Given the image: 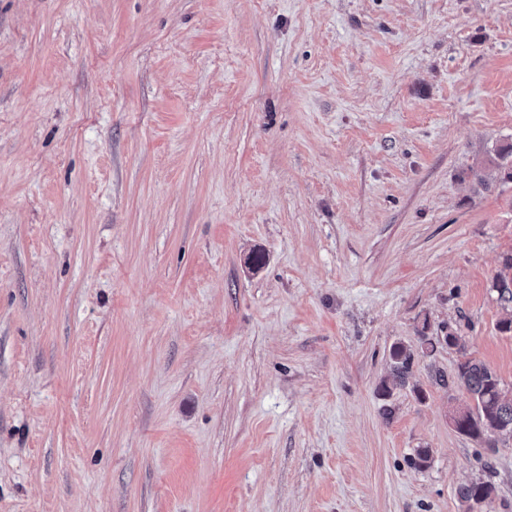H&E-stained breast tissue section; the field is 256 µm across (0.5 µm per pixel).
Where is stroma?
Instances as JSON below:
<instances>
[{"mask_svg":"<svg viewBox=\"0 0 512 512\" xmlns=\"http://www.w3.org/2000/svg\"><path fill=\"white\" fill-rule=\"evenodd\" d=\"M506 137L512 0H0V512H512ZM470 175L488 188L491 182L507 184L512 182V140L500 142L470 168ZM493 288L502 308L508 311L510 307L512 310V252L503 256L501 268L493 280ZM444 341L457 347L463 360L458 363L452 381L468 393L471 406L454 408L456 430L474 440H484L492 434L512 436V395L508 398L500 377L484 362L467 357L461 336L448 327ZM414 354L402 344L395 345L390 354L394 381L405 384L410 373ZM493 493V486L488 482H473L462 485L458 489V498L465 504L468 511L474 508V505L488 500Z\"/></svg>","mask_w":512,"mask_h":512,"instance_id":"obj_1","label":"stroma"}]
</instances>
